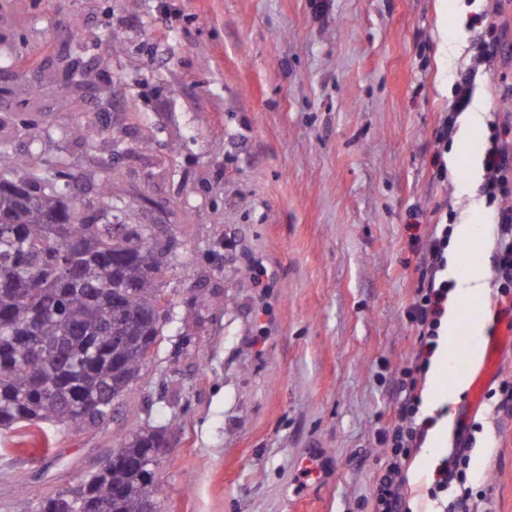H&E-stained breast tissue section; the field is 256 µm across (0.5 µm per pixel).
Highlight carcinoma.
Returning a JSON list of instances; mask_svg holds the SVG:
<instances>
[{"instance_id":"carcinoma-1","label":"carcinoma","mask_w":512,"mask_h":512,"mask_svg":"<svg viewBox=\"0 0 512 512\" xmlns=\"http://www.w3.org/2000/svg\"><path fill=\"white\" fill-rule=\"evenodd\" d=\"M67 173H0V429L46 423L68 431L98 426L142 376L144 352L155 343L161 288L169 258L152 237L107 217L79 218ZM33 342L19 347L20 338ZM163 429L132 431L88 479L42 499L31 512H161L154 470L166 447Z\"/></svg>"}]
</instances>
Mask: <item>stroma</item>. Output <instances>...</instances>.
<instances>
[{
    "mask_svg": "<svg viewBox=\"0 0 512 512\" xmlns=\"http://www.w3.org/2000/svg\"><path fill=\"white\" fill-rule=\"evenodd\" d=\"M496 41L512 45V0H0L15 169L66 163L87 216L108 180L113 223L150 225L175 254L162 342L114 420L48 427L46 445L0 432V512L75 486L144 424L167 430L164 512H372L435 225H477L481 242L448 252L494 274L468 167L512 113V53L479 69L476 136L436 134ZM69 56L90 77L63 94ZM87 115L89 137L68 136ZM434 390L454 401L408 464L413 512H432L463 424L475 512H512V415Z\"/></svg>",
    "mask_w": 512,
    "mask_h": 512,
    "instance_id": "obj_1",
    "label": "stroma"
}]
</instances>
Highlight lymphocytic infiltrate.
<instances>
[{
	"label": "lymphocytic infiltrate",
	"mask_w": 512,
	"mask_h": 512,
	"mask_svg": "<svg viewBox=\"0 0 512 512\" xmlns=\"http://www.w3.org/2000/svg\"><path fill=\"white\" fill-rule=\"evenodd\" d=\"M484 168L486 177L480 186V194L486 206L492 208L493 221L498 226L491 262L498 281L497 292L507 301L502 313L512 316V208L503 203L504 197L512 193V145L502 141L498 134L490 136ZM452 234L453 227L449 224L434 231L420 259V283L409 313L417 331V348L407 369L406 380L398 384L401 400L396 408V421L387 434V457L372 492L375 512H411L407 465L435 424L434 417L421 410L422 400L417 387L429 370L442 319L448 310L451 285L443 279L442 273L448 265L447 252ZM468 448V442H461L438 465L434 484L428 490L433 499L439 493L451 492L449 512H473L474 509L473 490L467 483L466 473Z\"/></svg>",
	"instance_id": "1"
}]
</instances>
